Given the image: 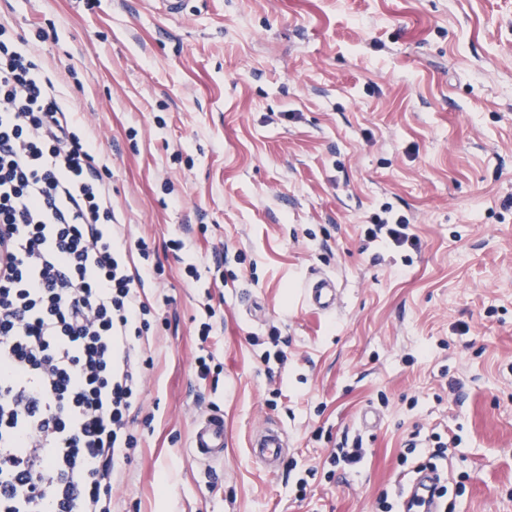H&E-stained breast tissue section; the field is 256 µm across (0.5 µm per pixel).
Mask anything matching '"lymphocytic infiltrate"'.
<instances>
[{
  "instance_id": "1",
  "label": "lymphocytic infiltrate",
  "mask_w": 512,
  "mask_h": 512,
  "mask_svg": "<svg viewBox=\"0 0 512 512\" xmlns=\"http://www.w3.org/2000/svg\"><path fill=\"white\" fill-rule=\"evenodd\" d=\"M56 81L0 24V512H112L150 346L154 270Z\"/></svg>"
}]
</instances>
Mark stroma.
I'll return each instance as SVG.
<instances>
[{"label": "stroma", "instance_id": "stroma-1", "mask_svg": "<svg viewBox=\"0 0 512 512\" xmlns=\"http://www.w3.org/2000/svg\"><path fill=\"white\" fill-rule=\"evenodd\" d=\"M0 23L59 82L160 270L116 512H380L410 433L434 429L461 437L455 512H512V0H190L173 19L0 0ZM387 207L417 248L368 241ZM315 272L335 313L302 300ZM209 414L228 445L206 468L189 444ZM267 419L288 433L271 473L248 450ZM347 435L363 461L331 465Z\"/></svg>", "mask_w": 512, "mask_h": 512}]
</instances>
